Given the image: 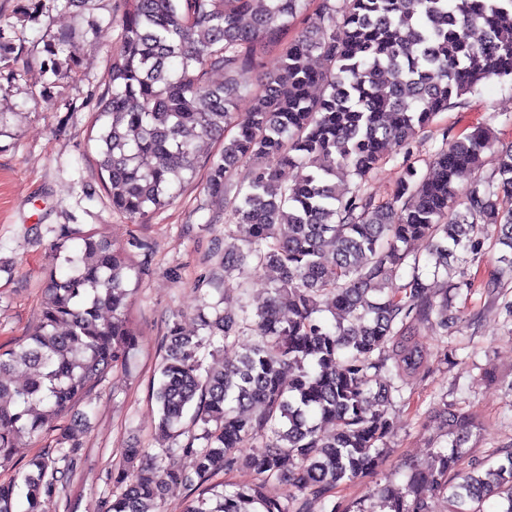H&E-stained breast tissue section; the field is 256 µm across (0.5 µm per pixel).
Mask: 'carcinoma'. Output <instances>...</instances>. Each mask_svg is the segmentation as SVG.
I'll return each instance as SVG.
<instances>
[{"label":"carcinoma","mask_w":512,"mask_h":512,"mask_svg":"<svg viewBox=\"0 0 512 512\" xmlns=\"http://www.w3.org/2000/svg\"><path fill=\"white\" fill-rule=\"evenodd\" d=\"M309 2L124 0L112 91L99 111L112 209L132 220L168 205L199 168L187 132L222 138L205 167L207 195L224 202L238 228L224 241V276L252 262L278 277L252 318L245 309L238 318L210 315L203 302L196 335H183L177 320L168 325L153 396L156 432L170 444L155 456L124 449L129 469L112 476L118 492L102 512H165L169 485L189 480L186 461L198 495L185 512H306L307 496L321 500L375 467L392 392L429 372L416 336L435 316L448 328V292L432 291L416 271L398 283L419 262L416 243H430L437 276L448 269L450 243L476 263L477 232L486 229L511 250L487 287L512 284V205L504 203L512 201V149L493 172L475 175L489 125L436 153L424 175L406 167L386 202L361 191L388 148L410 145L452 100L493 77L512 79V0H316L301 24ZM273 50L277 66L254 82ZM315 55L326 68L309 65ZM244 100L251 106L241 112ZM229 126L236 132L227 138ZM245 161L253 173L238 184L233 174ZM336 179L354 183L349 195H336ZM79 239L75 254L56 248L37 330L0 352L1 463L91 397L135 347L128 282L144 270L104 237ZM324 294L340 314L332 324L321 316ZM246 330L252 341L235 363L204 366L200 351L215 336L237 343ZM20 369L23 385L3 380ZM434 417L450 451L412 468L405 488L380 489L388 512H428L427 492L449 493L452 512H484L491 497L498 512H512V452L494 470L474 467L452 483L481 423L446 407ZM258 442L261 451L241 453ZM78 454L73 435L61 432L28 470L0 483V512H17L20 494L24 512H43ZM238 469L257 481L232 491L209 484ZM270 479L285 485L283 496L265 495Z\"/></svg>","instance_id":"carcinoma-1"}]
</instances>
